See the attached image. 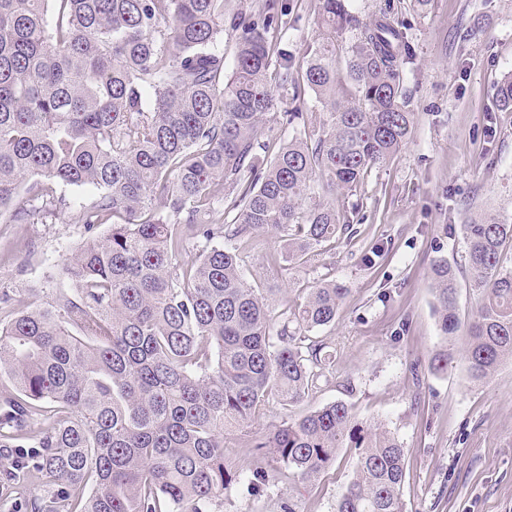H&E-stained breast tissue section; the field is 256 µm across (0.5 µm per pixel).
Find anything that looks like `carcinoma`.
Segmentation results:
<instances>
[{"label": "carcinoma", "mask_w": 512, "mask_h": 512, "mask_svg": "<svg viewBox=\"0 0 512 512\" xmlns=\"http://www.w3.org/2000/svg\"><path fill=\"white\" fill-rule=\"evenodd\" d=\"M286 0L250 13L226 0H0V218L45 223L70 210V187L92 186L77 219L110 225L65 263L69 287L39 308L0 319V467L8 489L56 486L31 512H211L240 481L226 451L236 435L301 481L318 478L343 448L356 450L336 512H405L409 449L381 424L336 400L266 432L252 426L271 400L301 402L332 377L335 352L310 333L328 327L350 293L321 279L303 301L262 295L241 271L258 233L288 242L268 261L311 260L349 229L334 202L405 144L410 54L391 11L362 18L350 0H321V28L303 79L269 35L288 26ZM238 35L225 78L224 30ZM322 105L325 120L263 139L282 100ZM512 110V71L495 88ZM36 177L30 204L15 207ZM235 214L226 221L225 202ZM478 298L464 360L472 383L512 363V270L500 263L512 217L463 225ZM202 250L194 262L181 257ZM444 337L461 328L457 272L431 269ZM448 348L429 370L445 373ZM48 424L34 437L30 425ZM259 467L255 494L272 482Z\"/></svg>", "instance_id": "cac0c4a2"}]
</instances>
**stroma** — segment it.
<instances>
[{"label":"stroma","instance_id":"obj_1","mask_svg":"<svg viewBox=\"0 0 512 512\" xmlns=\"http://www.w3.org/2000/svg\"><path fill=\"white\" fill-rule=\"evenodd\" d=\"M288 28L274 33L303 64L319 29L320 0H289ZM361 17L392 8L408 26L412 58L404 84L414 126L402 149L373 168L354 194L337 196L350 231L337 233L315 260L278 272L266 257L282 239L261 235L243 264L269 297L301 295L321 279L350 293L335 323L319 330L336 350L332 381L300 405L270 403L254 431L349 398L357 418L381 423L409 450L402 487L405 512H512V365L484 384L469 381L463 336L444 338L433 309L430 270L442 258L458 273V308L475 305L462 226L485 213L512 214V112L497 110V82L512 71V0H353ZM67 211L50 224L0 221V294L14 306H42L65 287L61 268L92 236ZM454 360L430 372L442 347ZM353 379L345 396L340 384ZM354 449H343L316 481L278 474L267 492L247 482L225 490L215 512H334L351 479Z\"/></svg>","mask_w":512,"mask_h":512}]
</instances>
